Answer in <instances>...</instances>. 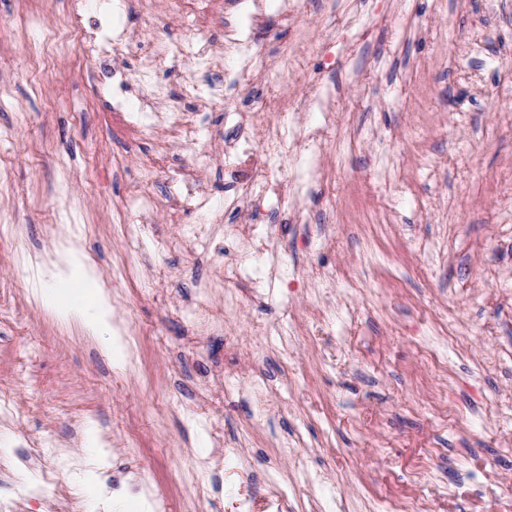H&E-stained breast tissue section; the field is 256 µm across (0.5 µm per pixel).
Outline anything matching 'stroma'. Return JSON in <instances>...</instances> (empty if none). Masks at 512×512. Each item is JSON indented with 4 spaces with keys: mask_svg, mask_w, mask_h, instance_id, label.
Returning <instances> with one entry per match:
<instances>
[{
    "mask_svg": "<svg viewBox=\"0 0 512 512\" xmlns=\"http://www.w3.org/2000/svg\"><path fill=\"white\" fill-rule=\"evenodd\" d=\"M226 0H128L114 28L141 42L119 66L131 107L155 25L186 53L160 80L202 133L195 152L162 129L131 127L100 94L67 20V0H0V392L19 412L0 421V503L13 512H91L79 481L106 445L101 473L123 512H394L407 496L432 512H499L512 466V6L498 0H336L365 28L347 50L320 0L269 19L260 41L272 81L257 79L236 108L267 89L288 105L269 115L300 135L309 94L280 57L320 44L309 69L335 89L321 181L298 208L254 199L225 208L239 185L220 150L237 137L224 98L198 108L182 87L203 39L224 37ZM39 63L20 44L44 42ZM197 164L222 221L177 210L180 170ZM151 180V233L128 249L116 229L135 186ZM259 211L267 264L282 265L264 298H245L246 240L215 250ZM80 224L76 250L116 299L114 315L142 345L115 365L102 338L56 318L27 288L22 256L49 259ZM203 224L206 237L181 227ZM208 305L211 324L194 314ZM264 378L269 410L246 399ZM72 465L59 468L48 449ZM288 441L291 455L280 452ZM57 453V454H58Z\"/></svg>",
    "mask_w": 512,
    "mask_h": 512,
    "instance_id": "35a3bbf8",
    "label": "stroma"
}]
</instances>
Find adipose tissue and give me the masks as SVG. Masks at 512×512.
I'll return each mask as SVG.
<instances>
[{
    "label": "adipose tissue",
    "instance_id": "ef3b65f1",
    "mask_svg": "<svg viewBox=\"0 0 512 512\" xmlns=\"http://www.w3.org/2000/svg\"><path fill=\"white\" fill-rule=\"evenodd\" d=\"M63 264L58 267L46 289L43 298L46 306L63 319L75 318L93 334L106 336L105 354L114 362L124 359V349L112 340V305L107 296L93 288V271L73 251H65ZM83 283L80 300H73L70 289L74 283Z\"/></svg>",
    "mask_w": 512,
    "mask_h": 512
}]
</instances>
